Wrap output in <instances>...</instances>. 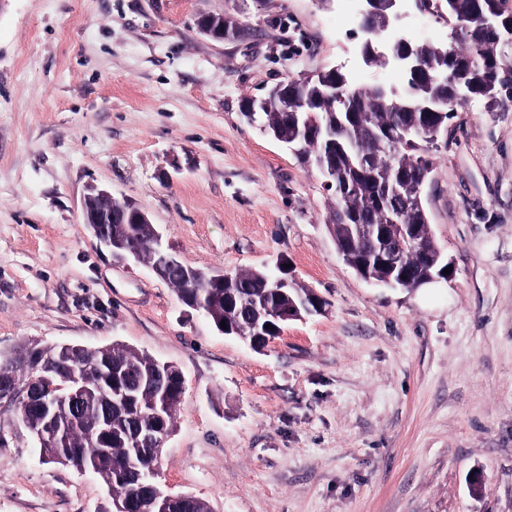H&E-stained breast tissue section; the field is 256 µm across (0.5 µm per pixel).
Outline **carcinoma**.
I'll return each instance as SVG.
<instances>
[{
    "label": "carcinoma",
    "instance_id": "1",
    "mask_svg": "<svg viewBox=\"0 0 512 512\" xmlns=\"http://www.w3.org/2000/svg\"><path fill=\"white\" fill-rule=\"evenodd\" d=\"M448 4V46H440L428 41L415 44L417 55L425 64L434 63L439 74L435 77H421L420 81L410 74H403L404 83L399 88L400 95L383 94L380 86L369 89L353 83L346 86L352 99L351 118L342 121V114L335 108L324 106L316 111L323 125H334L337 134L345 143V150H329L324 141L313 134L301 141L302 153L312 160H323L336 167V185L330 191L336 200L331 220L338 251L350 266H355L368 248L365 239H352L343 244V236L348 234L349 224H375L377 229L389 233L393 229L386 224L385 212L376 204L382 184L396 172L403 170L408 178L421 170V158L430 151L431 141L427 137L405 141L397 146L387 141L388 133L397 127L426 130L439 122L453 118L460 107L456 99L459 91H466L474 100L485 104L487 111L512 102V58H503V51L495 33L485 24V18L496 14L505 22L512 23V0H446ZM440 102L437 112H422L415 107L417 90ZM262 122L280 137L288 138L293 133L290 114L280 111L277 103L263 113ZM369 158L380 183L369 182L361 170L355 168L357 156ZM109 232H119L130 238L139 249L140 261L147 265L155 262L150 243L153 225L133 223V215L126 211L112 209V223L107 225ZM414 245L406 251V287L416 289L418 284L434 273V267L425 264L419 257L418 247H426L437 253L427 222L413 227ZM268 272L252 269L231 274L227 284H200L193 288L189 284L185 270L175 267L168 270L164 282L171 285L179 301L191 296L207 311L213 325L226 322L233 330L246 334L245 340L259 343L278 336L284 323L268 316L266 322L271 328L263 335L250 337L252 311L270 307L273 310L285 309L297 295L304 296L310 291L300 288L290 294L275 293L266 282ZM34 345L24 347L15 357L0 363V379L20 383L19 373L32 378L29 354ZM78 363L83 368V378L90 385L103 383L104 376L99 371L105 363L118 364L126 371L130 380L146 374L155 367V359L145 352L132 347L114 344L101 349H82ZM107 402L101 395L91 397L83 403L77 414L70 406L58 408L59 428L53 441L41 449L48 457L57 458L63 465L81 469L87 460L90 448L94 447L91 436L92 420L105 414ZM112 433L119 441L112 444V457L98 460L95 473L108 488L109 495L136 499L134 512H153L142 502L136 487L120 473L122 460L126 457L127 445L120 442L125 432L133 428V421L122 412H112Z\"/></svg>",
    "mask_w": 512,
    "mask_h": 512
}]
</instances>
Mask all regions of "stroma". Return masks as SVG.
<instances>
[{"label": "stroma", "mask_w": 512, "mask_h": 512, "mask_svg": "<svg viewBox=\"0 0 512 512\" xmlns=\"http://www.w3.org/2000/svg\"><path fill=\"white\" fill-rule=\"evenodd\" d=\"M339 0H0V357L114 342L185 381L160 482L212 512H512V106L459 107L433 152L430 232L452 266L365 281L333 199L244 99L322 67L370 87ZM240 20L241 41L200 33ZM144 209L214 271L275 269L326 302L264 348L220 334L82 220L88 185ZM91 473L43 460L0 402V512H99Z\"/></svg>", "instance_id": "1"}]
</instances>
